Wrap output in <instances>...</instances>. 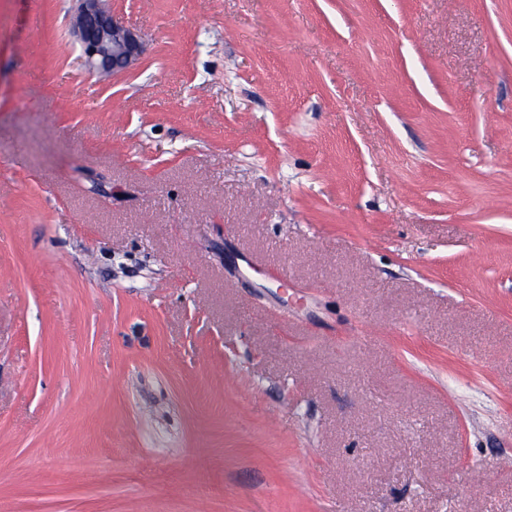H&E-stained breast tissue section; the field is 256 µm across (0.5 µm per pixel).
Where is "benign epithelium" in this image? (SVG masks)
Masks as SVG:
<instances>
[{"instance_id":"benign-epithelium-1","label":"benign epithelium","mask_w":512,"mask_h":512,"mask_svg":"<svg viewBox=\"0 0 512 512\" xmlns=\"http://www.w3.org/2000/svg\"><path fill=\"white\" fill-rule=\"evenodd\" d=\"M71 33L89 68L114 76L134 70L144 55L140 32L116 19L108 0H72Z\"/></svg>"}]
</instances>
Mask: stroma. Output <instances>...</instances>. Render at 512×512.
Returning <instances> with one entry per match:
<instances>
[{"label":"stroma","mask_w":512,"mask_h":512,"mask_svg":"<svg viewBox=\"0 0 512 512\" xmlns=\"http://www.w3.org/2000/svg\"><path fill=\"white\" fill-rule=\"evenodd\" d=\"M0 0V512H512V0ZM287 280H280V270ZM71 33L92 71L126 74L144 55L140 32L116 19L107 0H72Z\"/></svg>","instance_id":"1"}]
</instances>
